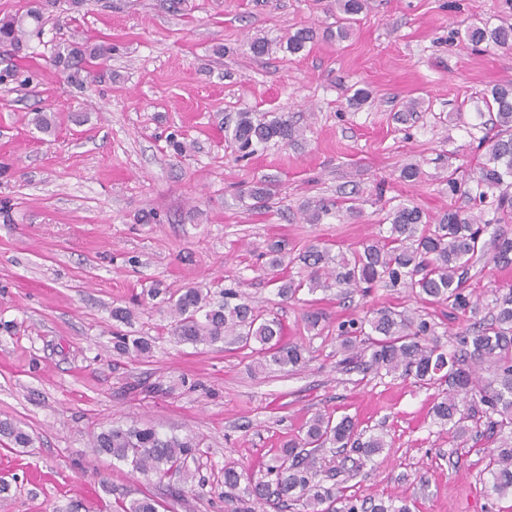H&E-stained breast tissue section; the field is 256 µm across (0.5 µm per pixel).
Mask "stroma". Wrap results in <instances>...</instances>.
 Returning <instances> with one entry per match:
<instances>
[{"mask_svg":"<svg viewBox=\"0 0 512 512\" xmlns=\"http://www.w3.org/2000/svg\"><path fill=\"white\" fill-rule=\"evenodd\" d=\"M512 14L506 0H371L336 41L333 0H53L39 32L0 48V420L32 442L0 445V512H106L115 500L155 499L158 512H228L224 466L261 475L317 412L384 432L387 446L341 482L358 499L405 497L416 512H512L485 486V437L453 438L434 423L436 394L390 376L345 371L336 329L380 308L432 319L451 344L447 307L402 290H336L283 299L260 272L271 243L299 253L321 241L348 250L376 234V195L438 217L444 179L472 172L469 131L489 86L512 79V53L472 49L458 31ZM316 30L293 55L289 34ZM262 37L270 50L253 56ZM104 45L108 55L68 77L59 47ZM369 97L350 105L356 89ZM418 100L406 121L403 104ZM54 115L40 132L35 113ZM285 116L301 135L241 159L224 140L238 113ZM188 149L175 154L173 132ZM419 164V182L399 169ZM271 184L269 208L238 194ZM357 191L358 218L304 223L309 200ZM245 291L307 349L304 371L253 373L243 353L178 344L165 292L188 286ZM160 288L157 297L149 288ZM134 308L128 334L150 337V359L113 350L112 309ZM319 308V329L304 316ZM152 424L196 437L192 479L130 474L97 454L94 434Z\"/></svg>","mask_w":512,"mask_h":512,"instance_id":"1","label":"stroma"}]
</instances>
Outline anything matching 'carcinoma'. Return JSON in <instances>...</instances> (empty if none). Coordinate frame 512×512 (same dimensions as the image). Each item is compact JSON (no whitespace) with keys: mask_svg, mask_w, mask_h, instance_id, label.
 I'll list each match as a JSON object with an SVG mask.
<instances>
[{"mask_svg":"<svg viewBox=\"0 0 512 512\" xmlns=\"http://www.w3.org/2000/svg\"><path fill=\"white\" fill-rule=\"evenodd\" d=\"M336 39L346 38L369 8V0H336ZM26 35L23 19H0V44L17 46ZM462 41L477 48L493 44L512 50V20L491 26L486 22L469 25L460 34ZM315 39V30L301 28L288 37L287 49L302 52ZM111 48L86 51L74 45L67 54H57L56 63L65 69L81 70L83 54L101 57ZM489 118L472 125L481 132L473 137L482 161L465 179L448 176V194L461 205L444 211L435 221L419 207L399 203L390 207L379 224V232L346 252L334 254L322 242H313L296 257H285V244L269 246L267 268L277 295L294 298L300 291L338 289L341 294L360 291L369 294L384 286L403 288L426 304L444 305L452 311L470 312L469 324L455 333V343L445 346L437 337V323L405 310L380 309L370 317L351 319L337 327L338 365L347 370H371L387 376L412 377L422 386L437 389L432 415L441 429L463 438L486 425L489 435H512V291L494 301L491 318L478 317V303L468 292L476 277V265L484 260L496 268L512 267V235L501 224H512V81L494 85L483 95ZM300 135L288 120H266L251 112H240L225 141L247 156L271 142L286 143ZM274 195L266 183L251 185L240 198L253 200V207H265ZM357 198L341 208L324 198L307 202L305 221L319 224L341 211L360 216ZM303 264L305 274L295 278L279 272L284 264ZM171 331L183 344L224 343L249 351L254 370L273 366L297 371L305 367V348L285 341L279 318L256 305L238 288L224 289V300L215 303L197 287L184 288L168 298ZM134 312L126 306L112 308L113 349L122 354L148 358L151 343L129 336L120 325L131 323ZM488 365L491 376L479 370ZM0 436L18 447L30 443L19 423L0 420ZM386 446L385 434L359 425L353 418L334 419L317 413L306 424L302 437L283 445L282 455L267 466L266 473L249 478L234 466L224 467V497L235 504L231 512H256V506L273 503L283 507L301 501L306 512H413L404 498L358 500L340 490L315 482L320 472L316 452L320 448H348L356 458L352 467L379 453ZM200 441L168 436L155 426L131 425L101 431L93 439L99 454L131 468L138 474L171 470L194 477L187 460ZM488 489L499 499L512 497V440H500L490 448L484 468ZM246 485H241V481ZM115 512H157L154 499L145 496L130 502L118 501Z\"/></svg>","mask_w":512,"mask_h":512,"instance_id":"carcinoma-1","label":"carcinoma"}]
</instances>
